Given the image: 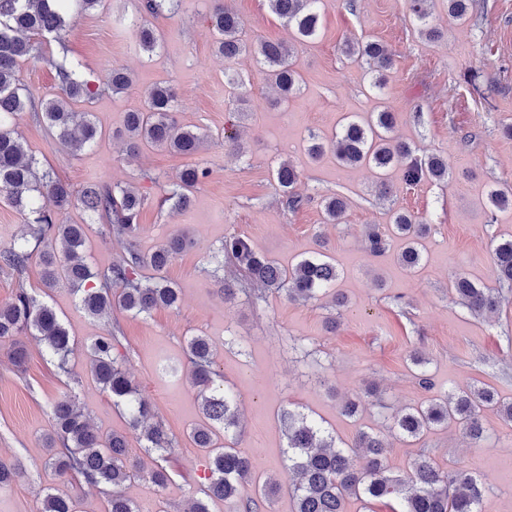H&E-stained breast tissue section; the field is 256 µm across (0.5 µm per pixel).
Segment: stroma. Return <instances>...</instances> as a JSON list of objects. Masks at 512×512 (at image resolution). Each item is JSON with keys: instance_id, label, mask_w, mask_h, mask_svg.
Segmentation results:
<instances>
[{"instance_id": "35a3bbf8", "label": "stroma", "mask_w": 512, "mask_h": 512, "mask_svg": "<svg viewBox=\"0 0 512 512\" xmlns=\"http://www.w3.org/2000/svg\"><path fill=\"white\" fill-rule=\"evenodd\" d=\"M230 5L245 37L289 39L267 0ZM211 8V0H179L176 13L152 17L161 44L150 57L140 52L128 26L131 0H107L102 12L77 17L64 42L40 39L38 56L20 65L22 81L37 98L55 94L54 64L65 58L80 61L81 77L100 87L94 98L72 106L91 113L101 130L94 147L71 151L34 114L21 115L18 132L41 166L78 189L119 182L147 193L136 239L141 250H154L179 231L192 244L165 272L180 291L179 307L148 316L116 309L109 318H93L67 286L42 290L38 262L21 275L0 268V303L21 288L43 295L75 338L71 379L59 374L33 337L24 339L28 360L21 371L8 359L10 341H0V453L26 470L22 479L0 488V512H39L47 489L60 488V479L44 465V437L51 404L63 392L75 395L99 429L125 434L131 456H143L139 433L130 431L123 411L87 370V345L113 324L120 327L119 350L140 395L155 405L178 440L165 488L143 477L125 483L139 512H189L204 480L203 456L188 436L200 412L185 351L188 338L197 335L209 339L215 369L238 399L237 446L252 458L258 477L283 478L287 440L280 416L300 412L322 422L340 445L351 443L361 429L386 437L387 462L397 472L428 449L440 465L466 467L483 485L480 512H512V422L486 412L488 438L478 446L455 424L416 442L388 429L397 411L452 389L486 385L512 400V290H502L500 310L487 317L472 316L450 290L459 274L496 287L491 243L512 238V209L499 211L488 203L491 190L512 186V136L505 132L512 125V0H473V16L463 24L449 18L444 0H434L432 22L444 33L435 41L418 34L408 0H320V34L293 59L298 91L279 103L251 56L229 64L216 54ZM364 38L380 40L393 54L380 92L372 89L365 66L341 51L345 42ZM116 65L132 77L117 95L103 86ZM231 73L244 80L239 103L229 96ZM158 83L175 92L179 123L203 137L196 154L151 147L135 157L126 154L118 137L124 116L140 109L146 91ZM383 109L396 114L394 135L411 144L416 156L447 159V181L400 183L382 202L368 168L340 169L331 157L309 156V134L332 137L347 117ZM231 127L243 145L238 156L230 155L224 139ZM285 161L296 169L293 191L304 199L295 211L286 208L274 179ZM195 165L208 167L211 175L186 209L174 210L167 196L180 173ZM335 193L347 197L349 206L342 223L328 224L321 201ZM394 209L429 226L419 244L418 269L398 263V239L384 256L365 252L366 226L388 223ZM232 233L249 237L284 266L309 256L316 235H324L345 306L335 307L327 297L292 301L253 284L225 302L221 246ZM332 315L339 321L333 333L326 329ZM415 349L428 361L431 387L416 377L409 359ZM163 361L178 366L176 376L158 373ZM357 394L358 415L345 417L343 401Z\"/></svg>"}]
</instances>
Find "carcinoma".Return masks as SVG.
<instances>
[{
	"mask_svg": "<svg viewBox=\"0 0 512 512\" xmlns=\"http://www.w3.org/2000/svg\"><path fill=\"white\" fill-rule=\"evenodd\" d=\"M448 16L456 21L470 18L472 0H446ZM273 14L293 32L285 43L257 38H242L237 15L218 2L209 15L211 28L217 35V52L226 61H234L244 53L252 54L265 79L274 85L285 100L298 89V75L292 67L297 47L314 41L320 32L318 0H268ZM106 0H0V198L22 216L24 231L21 242L0 251V268L18 274L27 270L38 258L42 267V284L54 288L70 287L79 297L82 309L93 318L112 312L116 304L135 315H149L158 308H174L179 301L177 289L163 275L172 259L187 249L191 241L185 234L170 237L155 250L144 253L136 244L139 219L146 196L139 189L121 184H92L74 191L53 173L40 168L28 152L17 130V120L24 112H39L58 142L80 150L95 142L98 130L89 113L74 112L73 101L93 98L98 88L79 75L81 63L62 61L54 64L58 94L36 100L18 77L20 64L34 55V38L62 41L68 32L72 14H88L105 8ZM175 10V0H141L137 17L133 18L135 37L140 49L152 55L159 46L156 31L144 23L143 15H157ZM410 11L419 33L437 40L441 32L430 22L431 0H410ZM342 52L367 65L371 86L381 88L393 66L388 49L379 41L367 39L343 44ZM105 84L113 93L123 92L130 75L116 66L108 73ZM175 99L167 86L150 88L144 108L127 114L122 135L127 149L136 153L149 146L181 155L198 152L201 136L177 123ZM397 118L383 109L367 120L350 117L341 130L329 140L310 135L308 153L315 159L329 152L340 166H368L376 174L379 195L393 193L390 172L397 169L401 181L414 186L424 180L448 179V160L437 155L419 158L411 146L391 136ZM210 176L200 166L186 168L179 184L169 194L174 207L183 209L191 195ZM297 179L295 169L283 162L276 169L278 186L284 192L287 206L295 210L303 199L287 189ZM50 198L56 208L52 214L39 204ZM488 201L496 209L512 206V189H495ZM80 205L91 220L103 222L105 233L125 239V255L108 269H95L85 255V224H64L58 215ZM325 221L340 224L347 210L345 198L334 195L323 199ZM427 232L405 211L392 212L385 226L372 225L365 238L366 251L379 257L386 253L393 236L405 240L398 261L408 269L420 265L418 241ZM318 249L290 267H284L259 252L250 239L230 234L224 237L222 252L254 284H261L289 299L307 303L335 287L338 271L332 257L317 242ZM492 262L497 280L512 286V239L493 245ZM452 293L473 315L495 311L501 302L500 292L482 288L466 276L458 275L451 283ZM30 335L45 347L59 373L72 376L70 355L73 339L55 310L26 289H19L11 301L0 303V339L13 340L11 360L22 369L27 358L25 346L15 337ZM119 340L107 332L88 347L89 372L96 383L112 396V405L126 411L130 426L145 441L147 459L132 460L126 439L114 432H102L90 422L70 392L60 395L52 405L51 429L46 434L45 465L71 485L99 487L105 494L104 512H138L127 498L123 485L146 473L150 482L160 488L170 480L169 455L177 445L176 437L165 426L154 421L152 405L140 398L125 366V356L117 351ZM188 362L192 365L194 384L200 399V420L193 424L190 438L206 461V483L199 487L191 512H210L209 501L218 498L233 505V512H270L273 497L281 488L277 479L260 480L249 457L235 448L240 426L238 403L233 395L216 383L211 345L205 336H192L187 341ZM497 411L512 421V402L499 400L483 387H470L433 400L426 406L410 407L394 415L391 429L397 434L417 439L450 422L458 424L473 444L487 439L483 412ZM287 438L288 486L295 500V512H346L351 498L380 500L399 498L402 512H479L484 488L463 467L444 468L433 458L421 454L409 469L393 473L386 464V447L380 436L361 430L346 448L336 437L311 416L285 412L281 415ZM22 475L17 464L0 458V487L15 482ZM254 486L255 496H243L246 485ZM40 512H82L77 496L59 491L47 492Z\"/></svg>",
	"mask_w": 512,
	"mask_h": 512,
	"instance_id": "obj_1",
	"label": "carcinoma"
}]
</instances>
